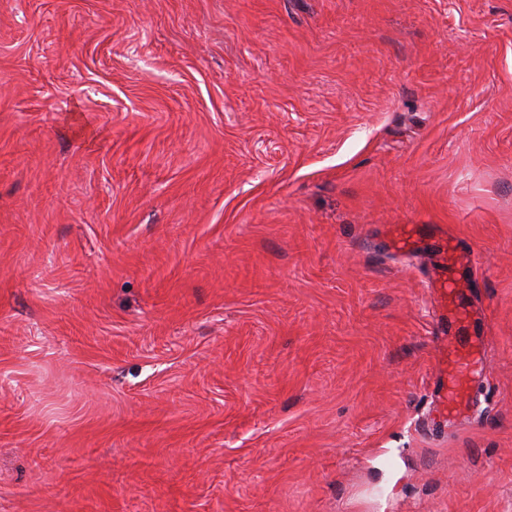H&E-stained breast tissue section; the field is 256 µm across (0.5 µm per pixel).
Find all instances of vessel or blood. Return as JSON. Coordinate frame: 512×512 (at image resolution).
<instances>
[{
    "mask_svg": "<svg viewBox=\"0 0 512 512\" xmlns=\"http://www.w3.org/2000/svg\"><path fill=\"white\" fill-rule=\"evenodd\" d=\"M389 244L392 249L405 252L421 251L426 247L413 224L394 225ZM435 251L439 264L430 286L438 295L442 308L435 323L448 335L438 364L441 382L435 391V400L443 413L456 419L468 404V387L487 376L485 336L479 330L470 305L465 302L463 264L454 247L439 245Z\"/></svg>",
    "mask_w": 512,
    "mask_h": 512,
    "instance_id": "b4317fda",
    "label": "vessel or blood"
}]
</instances>
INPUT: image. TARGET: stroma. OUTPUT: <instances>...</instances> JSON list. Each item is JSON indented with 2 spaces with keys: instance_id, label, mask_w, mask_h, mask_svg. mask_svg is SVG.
<instances>
[{
  "instance_id": "1",
  "label": "stroma",
  "mask_w": 512,
  "mask_h": 512,
  "mask_svg": "<svg viewBox=\"0 0 512 512\" xmlns=\"http://www.w3.org/2000/svg\"><path fill=\"white\" fill-rule=\"evenodd\" d=\"M0 512H512V0H0ZM419 224H395L389 237L390 247L396 251H421L428 245L418 236ZM439 264L429 288L439 296L442 311L435 318L437 326L448 333L447 346L441 352L438 372L441 382L435 391V400L448 420L459 418L463 407L468 406V387L487 376L484 361L485 339L480 324L473 318L471 307L464 302L466 291L462 288L463 263L455 255L456 247L437 245L434 249ZM469 335L462 352L458 336ZM466 391V392H465Z\"/></svg>"
}]
</instances>
